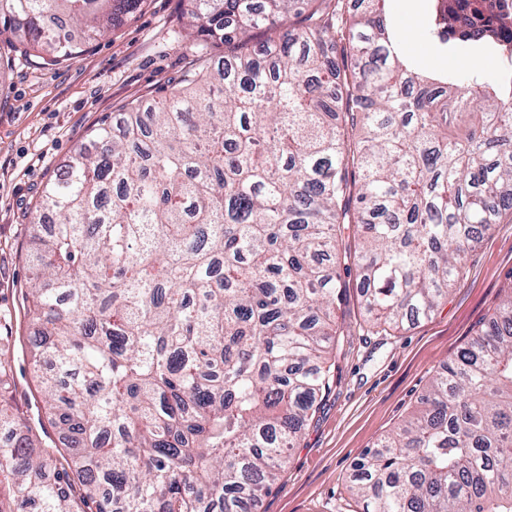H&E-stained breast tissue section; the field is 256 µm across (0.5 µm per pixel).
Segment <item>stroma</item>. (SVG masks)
Segmentation results:
<instances>
[{
	"label": "stroma",
	"instance_id": "35a3bbf8",
	"mask_svg": "<svg viewBox=\"0 0 512 512\" xmlns=\"http://www.w3.org/2000/svg\"><path fill=\"white\" fill-rule=\"evenodd\" d=\"M186 8V0H147L80 56L50 69L33 66L21 51L0 58V349L26 333L17 296L32 275L25 250L46 182L105 117L133 100L159 96L197 67V43L184 30ZM391 15L408 34L405 52L422 65L465 71L476 64L494 72L492 60L446 56L419 38L417 0H394ZM35 154L44 161L29 166ZM341 277L336 316L344 334L331 388L259 512H354L349 484L357 461L417 408L436 370L512 290V216L492 225L469 253L447 302L404 330L374 327L360 308L355 271L342 270ZM33 394L30 361L18 357L0 380V395L35 419Z\"/></svg>",
	"mask_w": 512,
	"mask_h": 512
}]
</instances>
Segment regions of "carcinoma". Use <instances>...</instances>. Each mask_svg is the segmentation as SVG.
<instances>
[{"instance_id": "1", "label": "carcinoma", "mask_w": 512, "mask_h": 512, "mask_svg": "<svg viewBox=\"0 0 512 512\" xmlns=\"http://www.w3.org/2000/svg\"><path fill=\"white\" fill-rule=\"evenodd\" d=\"M390 0H189L198 66L104 119L46 183L20 291L38 404L0 399V512H256L330 388L338 267L374 325L431 316L512 213V12L403 59ZM146 0H0L51 66ZM360 512H512V292L355 465Z\"/></svg>"}]
</instances>
